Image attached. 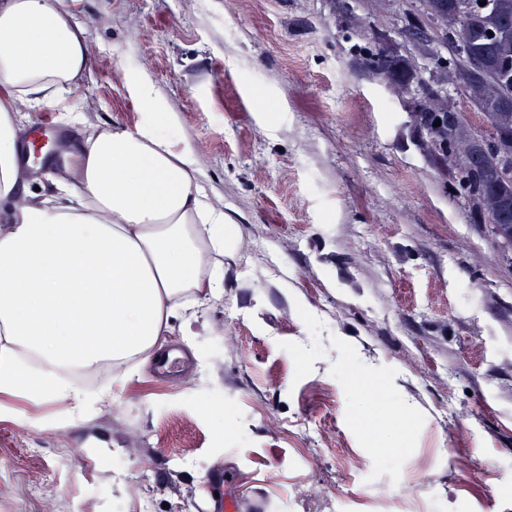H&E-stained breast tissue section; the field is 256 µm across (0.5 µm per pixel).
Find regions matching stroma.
Returning <instances> with one entry per match:
<instances>
[{"instance_id":"35a3bbf8","label":"stroma","mask_w":512,"mask_h":512,"mask_svg":"<svg viewBox=\"0 0 512 512\" xmlns=\"http://www.w3.org/2000/svg\"><path fill=\"white\" fill-rule=\"evenodd\" d=\"M60 4L65 138L144 124L147 75L236 235L169 369L0 393V512H512V251L361 67L420 0Z\"/></svg>"}]
</instances>
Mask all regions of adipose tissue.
<instances>
[{"mask_svg":"<svg viewBox=\"0 0 512 512\" xmlns=\"http://www.w3.org/2000/svg\"><path fill=\"white\" fill-rule=\"evenodd\" d=\"M88 66L84 33L56 0H0V201L24 187L17 100L63 108L57 90ZM131 84L147 123L69 143L50 192L0 216V392L17 390L32 359V394L83 411L98 398L70 369L149 359L174 320L224 293L217 258L235 229L152 83Z\"/></svg>","mask_w":512,"mask_h":512,"instance_id":"adipose-tissue-1","label":"adipose tissue"}]
</instances>
